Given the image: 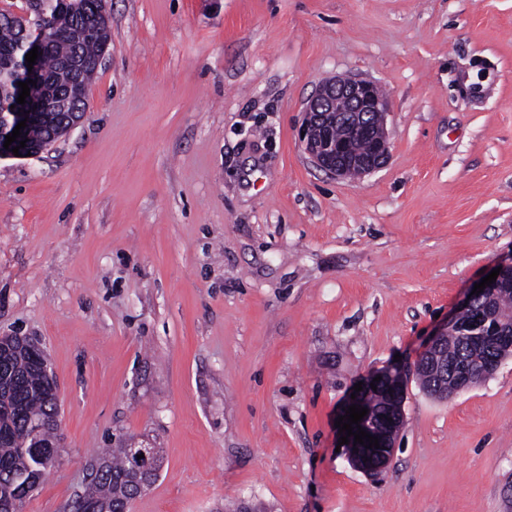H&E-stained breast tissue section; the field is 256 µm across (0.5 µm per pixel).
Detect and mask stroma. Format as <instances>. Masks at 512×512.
I'll return each mask as SVG.
<instances>
[{
  "label": "stroma",
  "instance_id": "1",
  "mask_svg": "<svg viewBox=\"0 0 512 512\" xmlns=\"http://www.w3.org/2000/svg\"><path fill=\"white\" fill-rule=\"evenodd\" d=\"M106 10L81 123L0 159V336L46 352L64 434L22 512H73L128 438L163 456L130 512H512V356L445 402L410 382L380 478L335 426L512 256V0ZM338 76L390 102L354 180L298 139Z\"/></svg>",
  "mask_w": 512,
  "mask_h": 512
}]
</instances>
